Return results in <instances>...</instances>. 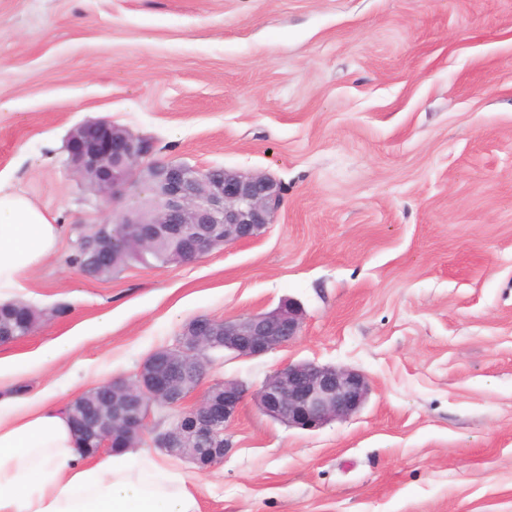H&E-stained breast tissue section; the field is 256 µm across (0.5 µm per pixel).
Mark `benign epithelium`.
Masks as SVG:
<instances>
[{"label":"benign epithelium","mask_w":512,"mask_h":512,"mask_svg":"<svg viewBox=\"0 0 512 512\" xmlns=\"http://www.w3.org/2000/svg\"><path fill=\"white\" fill-rule=\"evenodd\" d=\"M68 164L92 181L105 198H122L138 174L154 194V212L144 220L121 213L93 225L95 234L82 235L83 249L103 266L112 259V225L120 224L132 246L169 244L182 263L203 258L219 245L247 241L271 223L282 188L266 174H243L214 167L199 169L184 163L153 159L154 148L110 121L96 120L76 127L67 142ZM303 311L291 301L276 309L218 320L198 316L182 330L178 345L149 357L132 379L105 383L112 395L107 410L77 399L69 418L81 441L98 440L110 448L116 436L142 435L153 402L176 408L184 400L183 383L202 379L207 353L230 351L257 358L282 348L299 336ZM248 388L226 379L211 386L195 406L191 423L175 421L154 438L164 451L211 467L230 449L226 431ZM371 387L360 371L314 362L290 363L276 369L253 393L260 410L289 427L316 430L346 419L366 403Z\"/></svg>","instance_id":"benign-epithelium-1"}]
</instances>
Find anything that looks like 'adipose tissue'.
<instances>
[{"mask_svg":"<svg viewBox=\"0 0 512 512\" xmlns=\"http://www.w3.org/2000/svg\"><path fill=\"white\" fill-rule=\"evenodd\" d=\"M0 175V304L54 257L63 234L26 196L4 190ZM78 337H55L23 358L0 357V512H200L193 481L147 451L83 454L64 408L78 395L67 373L21 391L32 373L74 350Z\"/></svg>","mask_w":512,"mask_h":512,"instance_id":"1","label":"adipose tissue"}]
</instances>
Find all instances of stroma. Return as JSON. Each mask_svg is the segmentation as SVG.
Segmentation results:
<instances>
[{"mask_svg": "<svg viewBox=\"0 0 512 512\" xmlns=\"http://www.w3.org/2000/svg\"><path fill=\"white\" fill-rule=\"evenodd\" d=\"M96 119L271 175V224L86 275L78 227L126 206L67 163ZM0 171L65 227L19 292L41 322L0 356L84 336L23 386L131 379L194 317L300 305L294 342L213 354L183 403L250 390L221 463L169 458L201 512H512V0H0ZM302 361L363 372L364 407L313 431L263 414L253 390Z\"/></svg>", "mask_w": 512, "mask_h": 512, "instance_id": "stroma-1", "label": "stroma"}]
</instances>
